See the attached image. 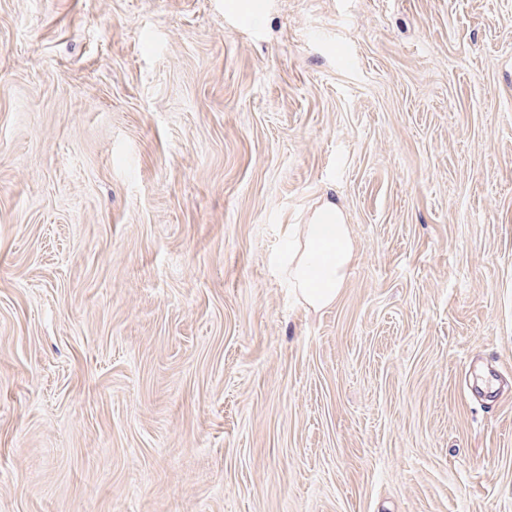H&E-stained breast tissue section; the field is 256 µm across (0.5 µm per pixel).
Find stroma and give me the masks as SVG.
<instances>
[{
  "label": "stroma",
  "mask_w": 512,
  "mask_h": 512,
  "mask_svg": "<svg viewBox=\"0 0 512 512\" xmlns=\"http://www.w3.org/2000/svg\"><path fill=\"white\" fill-rule=\"evenodd\" d=\"M0 512H512V0H0ZM296 249L288 259V284L311 310L336 302L353 261L355 244L336 199L327 197L308 224H293Z\"/></svg>",
  "instance_id": "35a3bbf8"
}]
</instances>
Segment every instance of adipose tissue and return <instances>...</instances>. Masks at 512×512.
<instances>
[{
  "label": "adipose tissue",
  "instance_id": "1",
  "mask_svg": "<svg viewBox=\"0 0 512 512\" xmlns=\"http://www.w3.org/2000/svg\"><path fill=\"white\" fill-rule=\"evenodd\" d=\"M296 248L288 260V284L312 310L335 303L353 261L355 244L341 207L328 198L308 223L295 225Z\"/></svg>",
  "mask_w": 512,
  "mask_h": 512
}]
</instances>
